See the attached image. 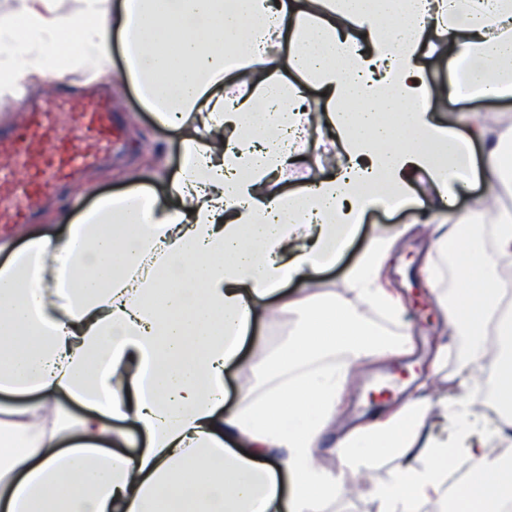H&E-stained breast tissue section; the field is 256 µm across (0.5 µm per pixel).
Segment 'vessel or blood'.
I'll return each mask as SVG.
<instances>
[{
  "label": "vessel or blood",
  "instance_id": "obj_1",
  "mask_svg": "<svg viewBox=\"0 0 512 512\" xmlns=\"http://www.w3.org/2000/svg\"><path fill=\"white\" fill-rule=\"evenodd\" d=\"M117 133L112 101L104 94H60L29 108L13 134L0 137V225L35 215L43 188L99 165Z\"/></svg>",
  "mask_w": 512,
  "mask_h": 512
}]
</instances>
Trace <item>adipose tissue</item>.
<instances>
[{"label": "adipose tissue", "mask_w": 512, "mask_h": 512, "mask_svg": "<svg viewBox=\"0 0 512 512\" xmlns=\"http://www.w3.org/2000/svg\"><path fill=\"white\" fill-rule=\"evenodd\" d=\"M63 2L0 12V105L66 70L113 72L178 131L180 164L166 195L77 201L60 236L0 240V395L20 399L0 404V512H325L354 491L375 512H512V210L491 208L512 186V123L433 122L420 65L447 62L461 98H512V0ZM68 37L79 51L61 52ZM309 143L310 166H335L341 150L346 171L279 190ZM422 174L435 200L419 274L461 349L455 394L424 388L391 406L343 435L328 467L323 440L357 373L413 348L383 279L412 225L371 240L347 295L320 293L317 276L368 211L412 205ZM479 176L483 196L452 210ZM482 222L489 235L474 232ZM448 255L458 285L446 293ZM286 315L278 347L252 336ZM247 340L253 358L228 409L224 372ZM485 372L506 413L491 433L472 399ZM436 409L444 440L423 434ZM115 418L142 433L135 452ZM452 445L465 476L448 470ZM384 456L396 465L380 478Z\"/></svg>", "instance_id": "obj_1"}]
</instances>
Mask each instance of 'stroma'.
<instances>
[{"mask_svg": "<svg viewBox=\"0 0 512 512\" xmlns=\"http://www.w3.org/2000/svg\"><path fill=\"white\" fill-rule=\"evenodd\" d=\"M428 79L442 85L443 94L434 96L430 102V113L434 121L444 124L451 112L474 111L482 114L486 123L497 125L512 121V100H468L463 101L449 92L450 76L447 67L426 66ZM112 90V102L123 117L125 135L119 151L111 162L103 167L84 173L74 183L57 186L49 195L35 225L44 233L60 234L62 225L53 221L55 215L68 210L76 197L92 202L95 196L131 188L133 173L149 170L156 158H164L167 175H174L179 168L178 136L175 131L159 126L152 114L145 109L131 87L121 85L116 78L102 80ZM415 204L400 211L373 210L364 218L357 237L349 245L335 267L323 271L319 279L322 292L344 294V279L349 267L367 246L372 237H390L398 227L412 223L423 203L429 202L433 194L428 182L415 185ZM430 246V231L420 230L399 239L394 256L385 269V277L405 302L404 320L412 329L415 345L419 349L413 365L402 361L387 363V370L399 374L407 382L408 392H415L423 378V369L428 364L436 345L446 340L448 329L442 309L435 293L422 281L417 271L425 259Z\"/></svg>", "mask_w": 512, "mask_h": 512, "instance_id": "35a3bbf8", "label": "stroma"}]
</instances>
